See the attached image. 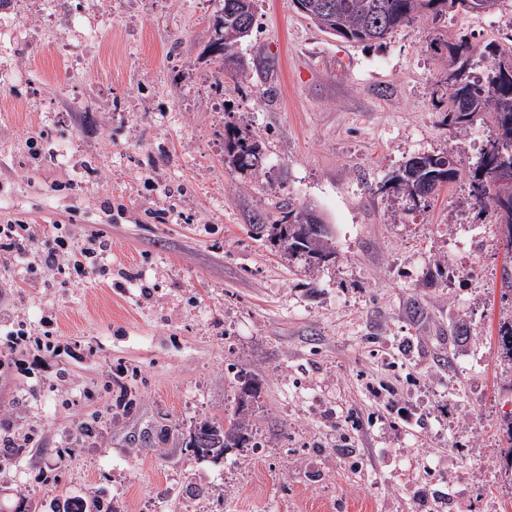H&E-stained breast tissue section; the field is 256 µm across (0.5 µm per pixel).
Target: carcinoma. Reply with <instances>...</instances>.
Here are the masks:
<instances>
[{"label":"carcinoma","instance_id":"obj_1","mask_svg":"<svg viewBox=\"0 0 512 512\" xmlns=\"http://www.w3.org/2000/svg\"><path fill=\"white\" fill-rule=\"evenodd\" d=\"M254 0H221V7L212 19L214 38L210 45L218 59L217 78L239 73L226 70L225 62L239 58L237 48L246 40L241 35L239 18L247 10L250 24H255L254 8L246 3ZM499 0H294L297 9L320 31L356 44H371L387 38L397 28L412 23L430 11L439 16L447 10L486 13L493 11ZM448 51L459 67L468 70L457 86L445 87L448 127L457 133L469 129L477 114L491 117L496 127L494 136L487 140L472 172L471 193L476 204L493 208L505 218L509 235L502 236L504 248L512 254V183L491 184L482 178V168L502 154L512 157V47L496 43L487 44L474 53L465 42L444 41L434 51ZM224 150L228 163L239 170L255 174L264 172L265 157L259 144L235 125L225 126ZM405 172L391 178L387 194L405 201L393 211L394 222L421 208L423 198L413 201L412 185L419 182L436 190L458 177L453 160L443 155H418L404 163ZM302 208L288 202L279 207V214L270 224H255L253 230L266 236L279 247L288 260H299L310 268L321 265V260L333 254L331 232L328 225L313 228L298 223ZM498 343L504 354L512 360V320L498 328ZM261 383L253 379L237 397L234 413L224 419L204 416L191 423L188 433H177L176 447L191 449L195 457H224V451L244 445L251 440L248 432L252 399L260 393Z\"/></svg>","mask_w":512,"mask_h":512}]
</instances>
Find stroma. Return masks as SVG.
Masks as SVG:
<instances>
[{
	"label": "stroma",
	"instance_id": "stroma-1",
	"mask_svg": "<svg viewBox=\"0 0 512 512\" xmlns=\"http://www.w3.org/2000/svg\"><path fill=\"white\" fill-rule=\"evenodd\" d=\"M33 2L9 0L0 28V226L35 238L0 254V337H29L0 346V512L100 495L114 512H512V362L497 345L512 294L500 218L468 177L495 129L481 115L449 129L448 62L430 48L502 41L512 0L424 15L371 47L293 0H255L247 72L222 82L214 0ZM228 122L260 142L267 175L225 165ZM420 153L461 176L394 223L378 187ZM287 199L330 227L319 269L251 231ZM466 226L489 233L483 278L428 283ZM94 234L110 248L74 281ZM60 236L50 276L40 256ZM47 318L52 343L36 344ZM238 364L262 383L258 448L216 463L174 447L176 427L233 414Z\"/></svg>",
	"mask_w": 512,
	"mask_h": 512
}]
</instances>
